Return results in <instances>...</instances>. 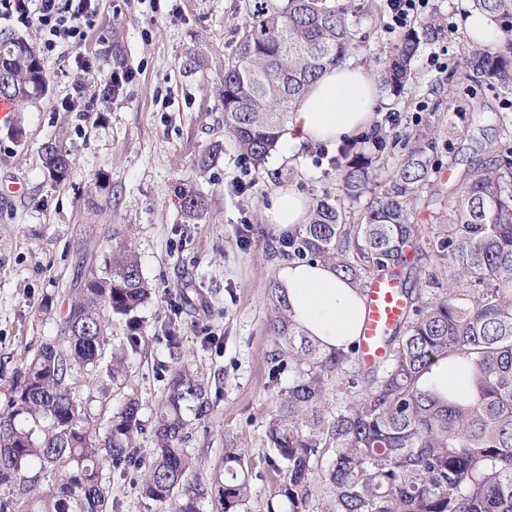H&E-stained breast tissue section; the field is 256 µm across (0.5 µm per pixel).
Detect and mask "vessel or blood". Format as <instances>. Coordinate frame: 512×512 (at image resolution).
Instances as JSON below:
<instances>
[{
  "label": "vessel or blood",
  "mask_w": 512,
  "mask_h": 512,
  "mask_svg": "<svg viewBox=\"0 0 512 512\" xmlns=\"http://www.w3.org/2000/svg\"><path fill=\"white\" fill-rule=\"evenodd\" d=\"M405 314V301L396 280L383 278L372 283L367 293L366 318L360 337L367 361L378 363L385 357L382 338Z\"/></svg>",
  "instance_id": "obj_1"
}]
</instances>
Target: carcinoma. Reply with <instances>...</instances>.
<instances>
[{
	"label": "carcinoma",
	"instance_id": "carcinoma-1",
	"mask_svg": "<svg viewBox=\"0 0 512 512\" xmlns=\"http://www.w3.org/2000/svg\"><path fill=\"white\" fill-rule=\"evenodd\" d=\"M504 34L494 49L472 51L465 67L493 87L512 90V0H473ZM355 0H254L251 21L217 88L224 136L260 167L276 148L297 101L330 66L356 49ZM434 20L408 29L377 71L397 95L412 79L420 36ZM48 93L39 49L0 29V98L35 104ZM435 141L417 138L384 189L346 222L326 193L309 221L282 242L289 261L314 259L367 292L379 278L399 277L409 256L428 263L424 287L402 282L403 320L384 337L386 358L351 373L359 346L325 351L297 326L280 289L271 292L274 337L269 382L292 374L278 410L266 421L265 462L279 475L278 500L267 512H512V150L464 179L448 194L434 224L411 222L414 203L437 172L427 157ZM47 177L60 185L70 162L53 142L42 148ZM375 157L342 148L333 166L352 196L369 189ZM183 212L197 220L203 200L188 197ZM59 340L46 344L0 384V512H121L108 479L128 478L140 497L174 512H201L218 497L223 512L249 501L248 459L229 442L224 480L196 471L185 449L193 422L212 411L211 385L182 360L180 315L191 305L179 295L157 333L174 360L157 364L166 381L152 410L155 448L139 455L142 404L127 395L109 406L111 386L126 380L129 355L140 349L139 312L151 298L139 258L128 243L109 248L104 267H90L74 289ZM125 323L126 343L105 357L113 319ZM459 358L473 369L467 402L420 388L432 363ZM93 379L105 415L75 395L79 377ZM350 397L339 409L330 389ZM321 477L315 472L324 458Z\"/></svg>",
	"mask_w": 512,
	"mask_h": 512
}]
</instances>
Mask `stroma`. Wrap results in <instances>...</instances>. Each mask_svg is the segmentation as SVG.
Returning a JSON list of instances; mask_svg holds the SVG:
<instances>
[{"label": "stroma", "instance_id": "stroma-1", "mask_svg": "<svg viewBox=\"0 0 512 512\" xmlns=\"http://www.w3.org/2000/svg\"><path fill=\"white\" fill-rule=\"evenodd\" d=\"M363 2L355 26L359 47L349 60L373 71L400 32L391 26L387 0ZM248 3L98 0L77 55H44L49 92L22 113V141L0 121V378L13 375L24 352L57 340L82 262L131 239L153 288L142 312L145 340L130 356L128 386L139 396L142 419L150 421L165 388L155 369L168 351L154 330L188 290L195 306L181 315L182 349L219 394L186 449L198 473L213 481L224 475L226 442L243 448L252 467L247 512H266L278 478L264 463L265 423L291 376L269 384L270 288L282 259L280 234L264 223L263 206L287 184L311 199L331 194L355 224L373 195L346 194L330 164L336 148L327 144L295 158L276 147L257 170L225 142L219 159L198 171L200 156L224 137L216 86L244 36ZM421 16L437 25L421 39L412 80L400 95L382 93L372 132L355 144L378 154L381 186L405 157L410 137L436 129L430 157L438 187L421 192L411 217L427 226L445 209L446 190L512 140V92L464 67L474 45L456 0H427ZM191 55L200 60L193 68L186 65ZM80 59L120 77L119 90L80 80ZM50 140L72 165L60 186L47 180L42 164L41 148ZM194 194L205 212L189 221L180 204Z\"/></svg>", "mask_w": 512, "mask_h": 512}]
</instances>
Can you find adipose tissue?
Returning a JSON list of instances; mask_svg holds the SVG:
<instances>
[{"label":"adipose tissue","instance_id":"ef3b65f1","mask_svg":"<svg viewBox=\"0 0 512 512\" xmlns=\"http://www.w3.org/2000/svg\"><path fill=\"white\" fill-rule=\"evenodd\" d=\"M380 89L361 65L343 64L326 70L299 99L280 133L289 154L321 143L350 141L372 128ZM311 203L290 186L273 190L264 208L267 224L291 231L307 221ZM282 288L295 321L324 350L347 352L360 336L365 317V296L349 279L317 260L279 266ZM426 389L470 395V372L460 361L436 360L421 381Z\"/></svg>","mask_w":512,"mask_h":512}]
</instances>
